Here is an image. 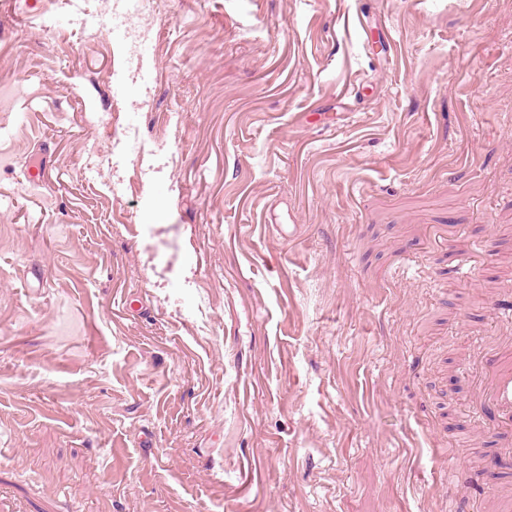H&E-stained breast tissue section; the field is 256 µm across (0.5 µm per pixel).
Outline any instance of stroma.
<instances>
[{
    "label": "stroma",
    "mask_w": 512,
    "mask_h": 512,
    "mask_svg": "<svg viewBox=\"0 0 512 512\" xmlns=\"http://www.w3.org/2000/svg\"><path fill=\"white\" fill-rule=\"evenodd\" d=\"M37 2L0 0V512H494L512 0Z\"/></svg>",
    "instance_id": "obj_1"
}]
</instances>
